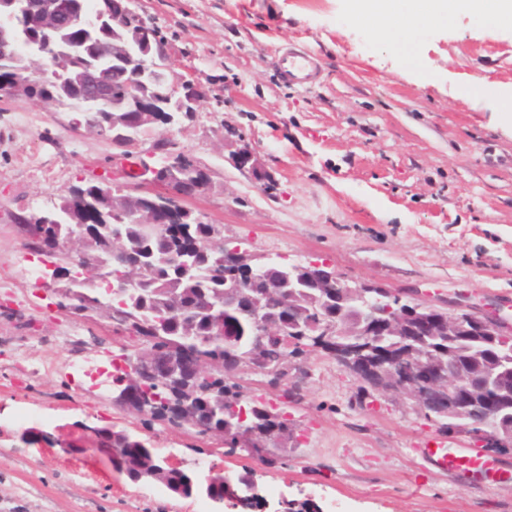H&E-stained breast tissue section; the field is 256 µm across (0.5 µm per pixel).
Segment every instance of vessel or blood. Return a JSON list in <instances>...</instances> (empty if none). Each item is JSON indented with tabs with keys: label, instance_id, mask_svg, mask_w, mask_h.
<instances>
[{
	"label": "vessel or blood",
	"instance_id": "vessel-or-blood-1",
	"mask_svg": "<svg viewBox=\"0 0 512 512\" xmlns=\"http://www.w3.org/2000/svg\"><path fill=\"white\" fill-rule=\"evenodd\" d=\"M276 66L285 82L301 87L316 84L321 72L312 52L293 45L278 53ZM423 455L431 468L466 482L512 480V473L496 457L479 448H450L443 442L430 440L424 445Z\"/></svg>",
	"mask_w": 512,
	"mask_h": 512
}]
</instances>
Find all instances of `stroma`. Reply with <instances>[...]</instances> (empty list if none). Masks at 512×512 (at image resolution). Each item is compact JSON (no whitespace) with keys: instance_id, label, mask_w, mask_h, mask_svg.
<instances>
[{"instance_id":"obj_1","label":"stroma","mask_w":512,"mask_h":512,"mask_svg":"<svg viewBox=\"0 0 512 512\" xmlns=\"http://www.w3.org/2000/svg\"><path fill=\"white\" fill-rule=\"evenodd\" d=\"M169 69L194 81V112L160 137L212 178L185 207L249 253L326 264L350 285L490 315L512 331V22L469 13L384 32L350 18L344 0H136ZM295 44L320 61L319 84L283 83L277 51ZM55 106L0 98V420L41 428L83 422L172 449L184 469H257L270 501L313 499L322 512H512V483L464 484L426 465V440L471 444L402 399L366 388L335 357L302 356L301 396L264 378L246 395L285 409L297 447L259 461L222 436L146 422L112 401L113 359L142 338L99 314L58 306L24 268L17 214L51 208L83 179L160 191L136 178L108 137L69 125ZM249 147L257 170L231 162ZM195 499L127 479L105 455L0 439V512H196Z\"/></svg>"}]
</instances>
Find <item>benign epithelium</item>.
<instances>
[{"label":"benign epithelium","instance_id":"7a95c632","mask_svg":"<svg viewBox=\"0 0 512 512\" xmlns=\"http://www.w3.org/2000/svg\"><path fill=\"white\" fill-rule=\"evenodd\" d=\"M123 5L116 14V19H127L130 22L132 40L140 51L137 55L127 56L121 63L128 68H135L143 76L158 77L164 91L155 100L145 98L138 93L124 95V114L115 119V124L125 130L124 143L120 146L119 155L127 158L133 153H142L143 141L137 134L138 126L151 112H165V126L177 123L181 116L195 111L199 98L196 86L189 81L175 82L170 74H157L160 66L153 55L155 38L150 27L138 18L132 8V0H121ZM40 19L56 27L58 23L87 28L79 10L67 9L62 0H47ZM15 14L11 13L0 20V63L9 64L17 56L19 44ZM29 56L48 60L51 65L37 72L38 78L47 83H69L81 81L91 87L93 94L83 99L76 107L78 112H95L102 97L109 93V87L101 81L98 71L70 70L55 65V60L63 52L51 41L33 44L29 47ZM0 93L16 99L32 98V77L20 71L12 82L0 85ZM181 149L176 148L164 157L159 158L153 166H147L144 173H150L153 179L165 184L177 176L181 170ZM99 196L94 201L84 197L75 198L71 189L65 191L67 201L73 207H80L93 213L97 223L106 224L111 215L119 213L126 224H151L158 237L168 235L166 213L178 210L179 222L199 223L201 218L190 209L179 204L176 197L168 194H156L151 206L111 207L109 200H117L121 196V188L107 183H100ZM39 233L42 239L40 253L48 258L44 263L41 279L46 286L61 280L66 286L57 291L59 298H66L76 306V311L83 308L77 303L87 304L89 295L76 289L81 284L87 288H105L109 297L119 298L125 293L128 281L126 260L121 250L112 248L109 258L98 257L93 247L88 245L90 225L68 224L63 226L49 216L39 218ZM201 252L200 240L190 238L172 251L168 259L172 267L182 278L197 280L202 277L203 270L199 264ZM268 261L260 260L239 248H224V280L227 288L224 291V308L233 309L236 313L249 320L254 334L255 344L251 354L248 372L253 375L265 376L268 372L262 353L261 342L269 335L275 337L279 353L281 385L299 386L305 376L301 363L297 362V349L306 351L317 347L315 337L302 326L296 309L291 300L281 297L279 313L270 320L265 316L264 296L254 294L244 308L238 306L240 294L246 283L256 277ZM314 272L309 276L307 284L312 288L324 290L323 297L336 301L337 315L344 316L347 323L345 331L338 330L335 323L322 326L320 335L331 341L336 336L344 335L350 343L337 345L330 350L336 359L349 366L358 367L369 363L374 356L382 353L379 346L392 337L396 343L389 348V360L382 364L381 375L383 385L380 389L392 391L405 396L421 412L429 398L438 400L437 409L448 415L452 420L462 419L470 427L483 432L489 429L501 442V446L512 445V387L497 385L490 387L482 384L475 388L472 384L471 370L456 362L453 358H445L440 353H433L422 346L421 338L435 336L443 330L448 334L451 344H465L488 333V329L497 325L494 318L467 310H444L436 317L433 307L417 299L407 300L387 289L351 286L326 266H312ZM301 266L296 264L290 268L283 280L267 283L270 292L282 293L285 283H293L299 278ZM182 313L181 305L168 297L162 301L157 311L154 336L171 334L170 323ZM204 373V357L189 354L171 340V350L156 359L150 354H139L125 357L124 370L113 375L112 384L117 387L116 404L126 406L135 402L143 409L154 405L158 396L147 387L139 390L132 388L134 381L145 379L159 388H166L173 381L182 377L198 379ZM241 396L231 392L222 394L219 410L225 423L229 424L239 412ZM102 428L89 426L85 423L65 424L49 432L37 426L14 430L0 423V438L15 437L25 443L44 444L49 448H81L96 446V451L111 458H120L125 449L117 448L110 443L101 445ZM137 449L143 464L137 466L140 484L162 485L167 491L183 495L172 487L167 474L174 466L170 460L156 455L148 440L131 433H122ZM188 494L208 500L211 512H224V508H246L248 504L260 502L262 512H281L287 497L277 503H271L263 487L256 478V471L246 476L201 477L197 472L187 474Z\"/></svg>","mask_w":512,"mask_h":512}]
</instances>
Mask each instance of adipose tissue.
Masks as SVG:
<instances>
[{"label": "adipose tissue", "mask_w": 512, "mask_h": 512, "mask_svg": "<svg viewBox=\"0 0 512 512\" xmlns=\"http://www.w3.org/2000/svg\"><path fill=\"white\" fill-rule=\"evenodd\" d=\"M347 14L355 19H369L379 30L414 20H439L455 12L485 16L493 22L512 20V0H345Z\"/></svg>", "instance_id": "obj_1"}]
</instances>
